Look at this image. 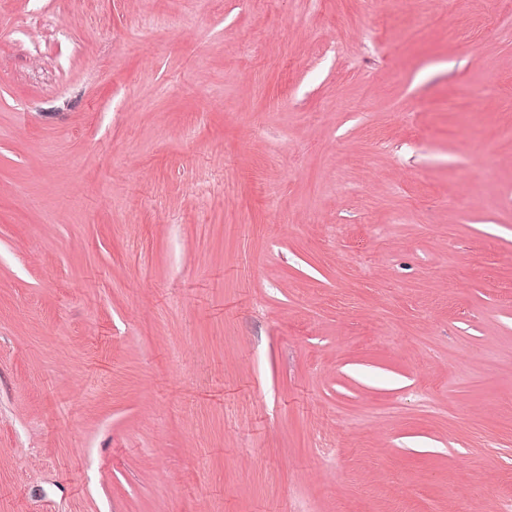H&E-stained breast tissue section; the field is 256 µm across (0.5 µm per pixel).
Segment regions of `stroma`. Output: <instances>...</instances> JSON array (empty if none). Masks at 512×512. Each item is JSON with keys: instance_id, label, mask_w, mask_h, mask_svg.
<instances>
[{"instance_id": "obj_1", "label": "stroma", "mask_w": 512, "mask_h": 512, "mask_svg": "<svg viewBox=\"0 0 512 512\" xmlns=\"http://www.w3.org/2000/svg\"><path fill=\"white\" fill-rule=\"evenodd\" d=\"M509 502L512 0H0V512Z\"/></svg>"}]
</instances>
